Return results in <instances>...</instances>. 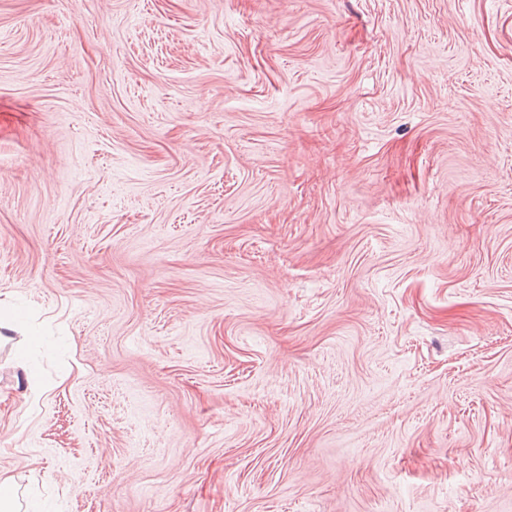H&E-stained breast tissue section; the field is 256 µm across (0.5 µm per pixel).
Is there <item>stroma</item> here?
Listing matches in <instances>:
<instances>
[{"instance_id": "obj_1", "label": "stroma", "mask_w": 512, "mask_h": 512, "mask_svg": "<svg viewBox=\"0 0 512 512\" xmlns=\"http://www.w3.org/2000/svg\"><path fill=\"white\" fill-rule=\"evenodd\" d=\"M0 310L49 512H512V0H0Z\"/></svg>"}]
</instances>
